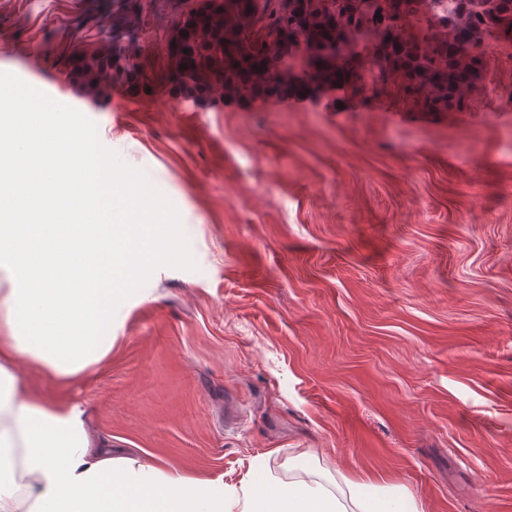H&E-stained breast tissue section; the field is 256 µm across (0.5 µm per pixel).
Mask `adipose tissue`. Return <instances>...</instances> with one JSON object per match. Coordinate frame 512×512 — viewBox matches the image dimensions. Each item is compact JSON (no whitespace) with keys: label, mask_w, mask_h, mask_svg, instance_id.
Masks as SVG:
<instances>
[{"label":"adipose tissue","mask_w":512,"mask_h":512,"mask_svg":"<svg viewBox=\"0 0 512 512\" xmlns=\"http://www.w3.org/2000/svg\"><path fill=\"white\" fill-rule=\"evenodd\" d=\"M86 194L68 200L44 161L15 175L16 190L69 211L66 224H35L27 209L0 225V512H419L397 486L347 477L282 482L267 459L253 462L240 488L184 475L151 457L116 450L95 432L84 405L30 387L37 374L56 386L95 374L112 354V307L125 284L175 249L156 224L150 184L117 181L101 160L69 143ZM138 193L144 221L126 224L118 199ZM130 256L111 265L115 240Z\"/></svg>","instance_id":"ef3b65f1"}]
</instances>
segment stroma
Returning a JSON list of instances; mask_svg holds the SVG:
<instances>
[{"instance_id": "stroma-1", "label": "stroma", "mask_w": 512, "mask_h": 512, "mask_svg": "<svg viewBox=\"0 0 512 512\" xmlns=\"http://www.w3.org/2000/svg\"><path fill=\"white\" fill-rule=\"evenodd\" d=\"M112 0H0V107L181 214L112 310V358L62 389L95 431L190 476L382 477L421 512H512V46L463 112L323 91L200 103L154 62L151 97H89ZM57 111L11 94L29 59Z\"/></svg>"}]
</instances>
